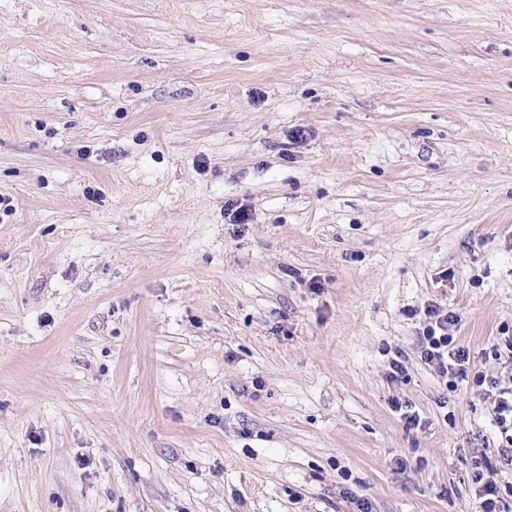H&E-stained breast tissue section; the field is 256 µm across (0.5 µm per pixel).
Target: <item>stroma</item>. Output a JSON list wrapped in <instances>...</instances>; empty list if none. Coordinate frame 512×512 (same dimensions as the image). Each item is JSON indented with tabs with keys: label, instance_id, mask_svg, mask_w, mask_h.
<instances>
[{
	"label": "stroma",
	"instance_id": "stroma-1",
	"mask_svg": "<svg viewBox=\"0 0 512 512\" xmlns=\"http://www.w3.org/2000/svg\"><path fill=\"white\" fill-rule=\"evenodd\" d=\"M510 387L512 0H0V512L512 504ZM424 314L429 325L419 339L421 359L446 379L448 376L469 378L470 371L465 366L467 355L463 349L453 345L454 336L448 333L449 328L458 322L457 316L432 306L426 307ZM493 412L496 421L501 428L503 437V448L512 447V387L504 388L499 395V400L496 401ZM510 432V434H508ZM480 470L477 473V481L482 483V494L480 499L481 512H509L511 506L506 505L499 496L497 474L489 473L485 477Z\"/></svg>",
	"mask_w": 512,
	"mask_h": 512
}]
</instances>
